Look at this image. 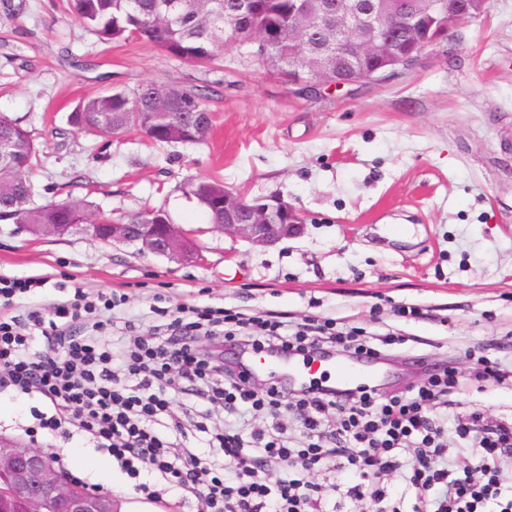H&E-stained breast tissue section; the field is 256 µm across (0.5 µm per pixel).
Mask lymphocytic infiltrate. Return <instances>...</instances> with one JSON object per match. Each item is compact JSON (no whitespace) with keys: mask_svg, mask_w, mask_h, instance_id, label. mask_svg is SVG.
Segmentation results:
<instances>
[{"mask_svg":"<svg viewBox=\"0 0 512 512\" xmlns=\"http://www.w3.org/2000/svg\"><path fill=\"white\" fill-rule=\"evenodd\" d=\"M45 276H0V392L42 396L38 429L87 434L97 448L138 480L141 472L190 489L206 512H351L370 502L375 512H512V422L474 411L442 415L456 389L451 369L426 382L385 395L372 386L339 390L311 384L294 387L272 377L257 381L241 363L203 354L198 342L217 336L239 354L380 358V345L358 331H337L332 318L299 323L287 315H248L232 308H191L183 316L153 308L155 335L129 337L120 347L99 335L122 300L88 298L75 288L71 299L49 311L12 314L15 298L45 287ZM43 349H36L37 338ZM196 399L232 414L261 413L262 429L200 426L207 456L180 455L184 435L174 397ZM302 428L291 444L284 424ZM476 459L469 467L448 458ZM333 464L346 480L322 485L314 473Z\"/></svg>","mask_w":512,"mask_h":512,"instance_id":"obj_1","label":"lymphocytic infiltrate"}]
</instances>
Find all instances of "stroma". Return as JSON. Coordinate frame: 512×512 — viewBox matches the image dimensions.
<instances>
[{"label": "stroma", "instance_id": "stroma-1", "mask_svg": "<svg viewBox=\"0 0 512 512\" xmlns=\"http://www.w3.org/2000/svg\"><path fill=\"white\" fill-rule=\"evenodd\" d=\"M149 81L213 89L207 145L157 148L134 129L102 145L69 124L79 100ZM0 113L39 148L34 204L70 198L116 217L160 207L203 250L181 265L81 233L33 237L0 224V274L50 279L25 305L66 299L74 281L124 296L114 332L134 319L145 336L157 301L330 316L407 336L376 366L383 392L451 367L463 410L512 418V380H475L479 355L512 369V0H488L391 77L312 94L259 57L184 64L136 40L99 44L67 0H0ZM195 176L249 199L282 196L304 234L260 248L211 233L181 189ZM401 304L424 318L395 316ZM42 404L0 393V436L62 456L63 472L88 491L141 500L88 437H30Z\"/></svg>", "mask_w": 512, "mask_h": 512}]
</instances>
